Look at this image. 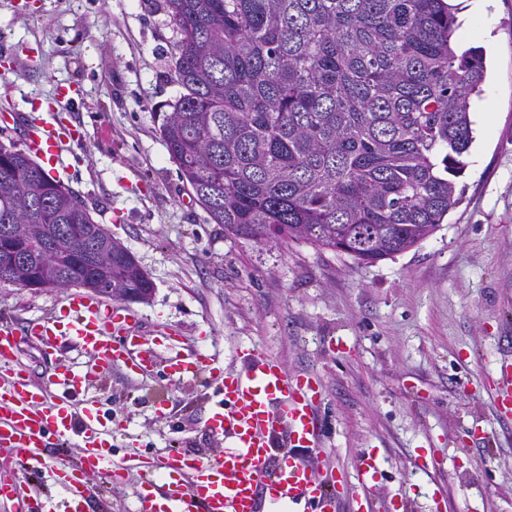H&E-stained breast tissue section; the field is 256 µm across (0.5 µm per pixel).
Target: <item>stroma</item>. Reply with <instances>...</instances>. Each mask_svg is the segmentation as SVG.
Returning a JSON list of instances; mask_svg holds the SVG:
<instances>
[{"mask_svg": "<svg viewBox=\"0 0 512 512\" xmlns=\"http://www.w3.org/2000/svg\"><path fill=\"white\" fill-rule=\"evenodd\" d=\"M490 12V25L456 34L486 52L474 102L491 110L487 120L471 114L460 202L417 247L365 265L233 236L194 199L153 118L181 92L164 0H0V109L78 128L56 177L152 279L150 298L132 305L140 336L174 338L149 374L115 369L100 382L114 457L222 454L208 424L214 385L171 382L165 363L195 350L234 371L257 348L322 384V436L308 456L342 481L336 512H357L362 497L369 512H512V413L496 398L498 368L512 363V0H493ZM63 89L71 109L49 111ZM67 295L0 285V316L45 318ZM61 360L79 368L86 356L25 337L0 373L43 381ZM78 452L74 440L46 449L42 471L20 466L14 477L59 497L52 465ZM369 452L381 475L366 490L357 469ZM84 512H138L135 477L102 485Z\"/></svg>", "mask_w": 512, "mask_h": 512, "instance_id": "stroma-1", "label": "stroma"}]
</instances>
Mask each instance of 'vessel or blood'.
Wrapping results in <instances>:
<instances>
[{"instance_id": "b4317fda", "label": "vessel or blood", "mask_w": 512, "mask_h": 512, "mask_svg": "<svg viewBox=\"0 0 512 512\" xmlns=\"http://www.w3.org/2000/svg\"><path fill=\"white\" fill-rule=\"evenodd\" d=\"M66 137V130L38 119L28 126L26 145L53 168ZM138 321L132 310L73 293L61 315L30 324V335L47 348L57 349L60 338L72 339L87 362L80 369L59 363L42 384L21 370L0 375V499L11 501L13 512H83V502L98 493L97 479L118 484L132 470L145 512H259L268 500L303 501L316 512H330L334 493L328 470L297 458L285 464L274 460L280 448L318 447L316 382L288 373L277 359L256 349L246 353L237 371L223 370L198 352L168 365L175 381L209 374L222 394L209 416L214 434L231 441L220 456L167 454L132 469L116 463L112 422L91 390L115 368L136 375L151 371L155 360L134 332ZM77 392L82 395L78 402L73 399ZM74 437L79 440L77 459L62 457L54 464L60 499L12 481L15 463L40 469L49 441L62 444Z\"/></svg>"}]
</instances>
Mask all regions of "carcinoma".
Wrapping results in <instances>:
<instances>
[{"instance_id": "cac0c4a2", "label": "carcinoma", "mask_w": 512, "mask_h": 512, "mask_svg": "<svg viewBox=\"0 0 512 512\" xmlns=\"http://www.w3.org/2000/svg\"><path fill=\"white\" fill-rule=\"evenodd\" d=\"M178 39L159 132L215 224L374 264L458 203L483 50L455 45L446 0H165ZM27 267L0 284L154 285L73 189L0 143V226Z\"/></svg>"}]
</instances>
